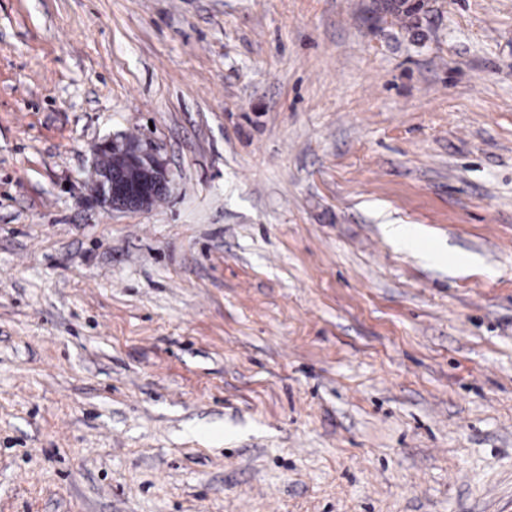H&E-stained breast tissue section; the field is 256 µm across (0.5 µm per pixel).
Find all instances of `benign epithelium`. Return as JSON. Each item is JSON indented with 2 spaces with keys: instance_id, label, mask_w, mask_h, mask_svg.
Returning a JSON list of instances; mask_svg holds the SVG:
<instances>
[{
  "instance_id": "7a95c632",
  "label": "benign epithelium",
  "mask_w": 512,
  "mask_h": 512,
  "mask_svg": "<svg viewBox=\"0 0 512 512\" xmlns=\"http://www.w3.org/2000/svg\"><path fill=\"white\" fill-rule=\"evenodd\" d=\"M170 182L166 163L137 139L114 137L95 149L90 192L104 210L147 209Z\"/></svg>"
}]
</instances>
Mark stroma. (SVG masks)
Wrapping results in <instances>:
<instances>
[{"instance_id":"35a3bbf8","label":"stroma","mask_w":512,"mask_h":512,"mask_svg":"<svg viewBox=\"0 0 512 512\" xmlns=\"http://www.w3.org/2000/svg\"><path fill=\"white\" fill-rule=\"evenodd\" d=\"M383 2L0 0V512H512V0ZM108 160L106 165L100 159ZM90 192L104 210H143L164 196L171 182L166 163L128 137H112L95 149Z\"/></svg>"}]
</instances>
